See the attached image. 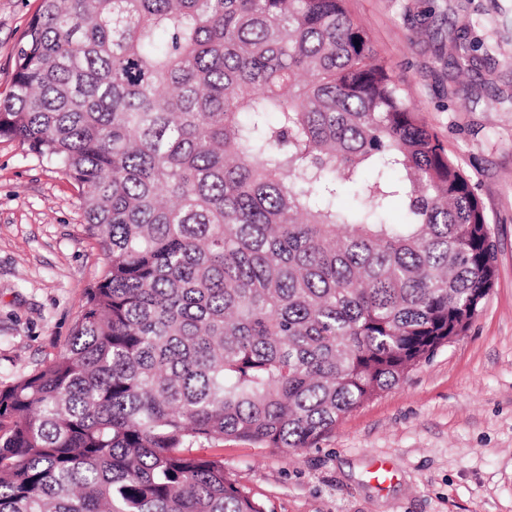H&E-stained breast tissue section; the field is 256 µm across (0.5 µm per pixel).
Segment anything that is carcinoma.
Listing matches in <instances>:
<instances>
[{
  "mask_svg": "<svg viewBox=\"0 0 512 512\" xmlns=\"http://www.w3.org/2000/svg\"><path fill=\"white\" fill-rule=\"evenodd\" d=\"M0 137L74 181L105 255L64 350L0 381V512H265L224 440L312 447L495 280L470 180L347 0H41Z\"/></svg>",
  "mask_w": 512,
  "mask_h": 512,
  "instance_id": "carcinoma-1",
  "label": "carcinoma"
}]
</instances>
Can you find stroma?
<instances>
[{
    "mask_svg": "<svg viewBox=\"0 0 512 512\" xmlns=\"http://www.w3.org/2000/svg\"><path fill=\"white\" fill-rule=\"evenodd\" d=\"M40 0H0V93ZM376 51L475 188L497 247L466 336L311 448L228 440L224 465L268 512H512V0H349ZM478 45L472 70L452 39ZM105 257L59 167L0 137V379L55 357ZM390 460L391 484L367 476Z\"/></svg>",
    "mask_w": 512,
    "mask_h": 512,
    "instance_id": "35a3bbf8",
    "label": "stroma"
}]
</instances>
